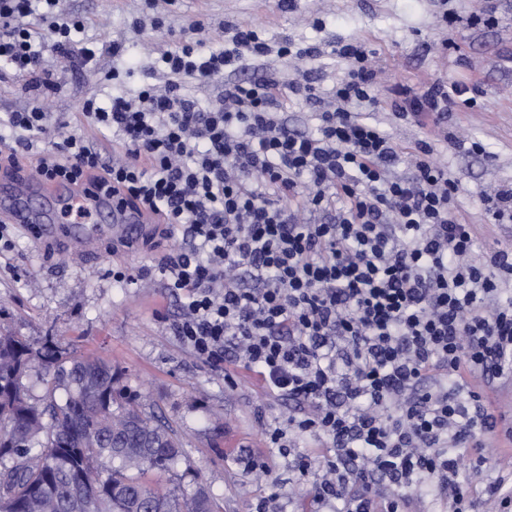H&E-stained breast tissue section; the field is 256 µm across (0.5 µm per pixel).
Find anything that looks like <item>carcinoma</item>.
I'll use <instances>...</instances> for the list:
<instances>
[{
    "label": "carcinoma",
    "mask_w": 512,
    "mask_h": 512,
    "mask_svg": "<svg viewBox=\"0 0 512 512\" xmlns=\"http://www.w3.org/2000/svg\"><path fill=\"white\" fill-rule=\"evenodd\" d=\"M34 371L43 394L23 382ZM180 457L171 427L146 411L112 365L0 332V512H223L169 474Z\"/></svg>",
    "instance_id": "1"
}]
</instances>
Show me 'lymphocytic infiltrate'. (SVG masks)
Instances as JSON below:
<instances>
[{"instance_id":"lymphocytic-infiltrate-1","label":"lymphocytic infiltrate","mask_w":512,"mask_h":512,"mask_svg":"<svg viewBox=\"0 0 512 512\" xmlns=\"http://www.w3.org/2000/svg\"><path fill=\"white\" fill-rule=\"evenodd\" d=\"M58 2L0 0V81L52 86L49 52L78 69L123 56L118 43L79 44L85 24L55 21ZM270 52L239 27L228 46L156 57L165 92L146 84L103 106L86 100L85 124L111 133L118 160L41 104L6 113L0 173L90 186L155 217L175 247L113 279L163 281L181 303L172 333L189 351L231 361L299 405L266 438L283 448L295 432L333 448L312 483L316 512H409L427 489L448 512L489 501L512 512V487L483 454L485 436L512 443L483 392L512 379V305L499 301L512 251L473 263L472 227L456 215L458 186L432 142L403 151L370 119L384 106L399 120L432 119L449 140L452 112L474 106L477 85L403 84L380 101L356 42L336 50L348 69L332 109L312 81L285 86L272 75L225 83L211 109L182 90L185 78L220 77ZM289 95L316 105L314 133L282 118ZM403 163L410 175L394 176ZM464 460L484 484L459 481Z\"/></svg>"}]
</instances>
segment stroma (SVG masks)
<instances>
[{
	"instance_id": "1",
	"label": "stroma",
	"mask_w": 512,
	"mask_h": 512,
	"mask_svg": "<svg viewBox=\"0 0 512 512\" xmlns=\"http://www.w3.org/2000/svg\"><path fill=\"white\" fill-rule=\"evenodd\" d=\"M490 3L497 8L493 25L479 19ZM60 7L64 15L85 19L83 37L135 45L145 58L193 40L195 22L213 48L235 27L255 29L275 48L291 43L292 55L259 58L221 78L186 79V93L205 106L219 104L226 81L270 71L284 84L310 73L320 91L329 93L346 68L330 48L351 41L370 50L371 64L380 71V99L400 83L420 87L439 78L477 84L482 94L476 105L453 114L456 143L441 141L428 119L399 121L385 110L375 119L404 149L421 138L433 140L435 158L459 183L456 210L473 226V259L494 249L512 250V223L494 221L484 201L489 189L512 185V0H62ZM447 8L460 16L452 29L442 21ZM310 46L323 48V55L300 57L299 49ZM48 65L57 76L55 87L32 91L21 80L2 86L0 113L38 96L46 111L71 119L88 97L105 103L113 89L131 93L143 83L164 82L161 72L117 67L108 55L93 74L70 71L54 56ZM114 69L118 77L108 80ZM473 141L484 153L467 150ZM112 242L105 233L77 252L64 237L37 239L20 231L14 255L0 261V326L33 342L53 336L76 355L111 363L128 390L141 393L145 406L179 437L174 481L203 487L223 500L224 512H252L269 494L277 497V512H312L307 477L299 475L293 456L268 447L263 431L264 424L295 413V404L270 396L243 369L226 382L222 368L185 348L170 329L180 302L159 282L133 287L113 281L114 266L150 264L168 242L146 246L137 238L115 254ZM245 454L268 460L274 485L237 464Z\"/></svg>"
}]
</instances>
